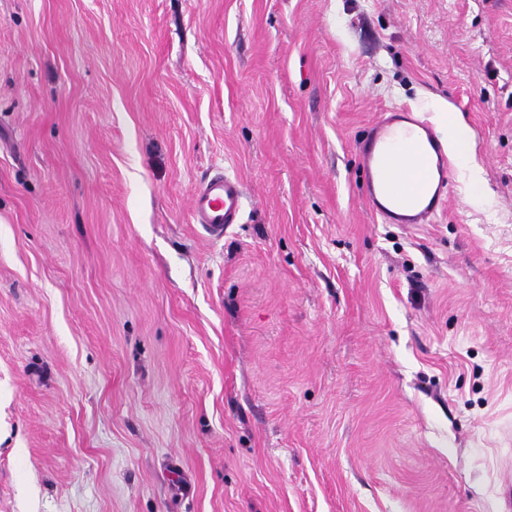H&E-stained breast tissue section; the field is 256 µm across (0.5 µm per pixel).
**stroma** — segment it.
I'll use <instances>...</instances> for the list:
<instances>
[{"instance_id":"35a3bbf8","label":"stroma","mask_w":512,"mask_h":512,"mask_svg":"<svg viewBox=\"0 0 512 512\" xmlns=\"http://www.w3.org/2000/svg\"><path fill=\"white\" fill-rule=\"evenodd\" d=\"M395 107L482 170L430 224L366 200ZM509 478L512 0H0V512H503ZM244 199L243 185L236 177L215 175L191 195L193 223L211 238H223L231 224H238Z\"/></svg>"}]
</instances>
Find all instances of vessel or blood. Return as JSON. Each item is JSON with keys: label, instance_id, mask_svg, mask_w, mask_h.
<instances>
[{"label": "vessel or blood", "instance_id": "b4317fda", "mask_svg": "<svg viewBox=\"0 0 512 512\" xmlns=\"http://www.w3.org/2000/svg\"><path fill=\"white\" fill-rule=\"evenodd\" d=\"M358 152L368 203L385 222L427 224L446 206L450 160L425 115L389 110L370 126ZM244 199L237 178L215 175L192 193V220L211 238H223L238 222Z\"/></svg>", "mask_w": 512, "mask_h": 512}]
</instances>
